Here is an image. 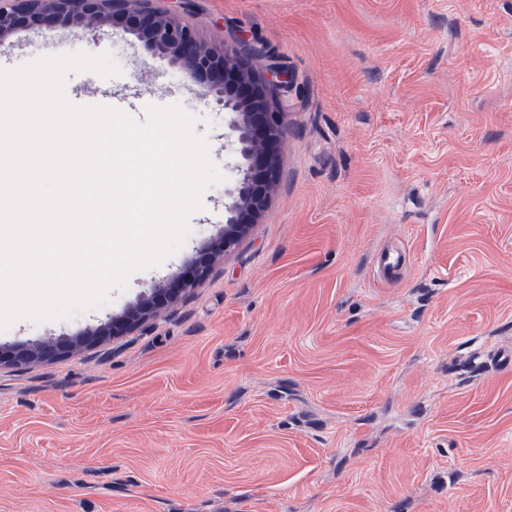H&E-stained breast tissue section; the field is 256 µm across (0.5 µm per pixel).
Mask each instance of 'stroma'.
Masks as SVG:
<instances>
[{
    "mask_svg": "<svg viewBox=\"0 0 512 512\" xmlns=\"http://www.w3.org/2000/svg\"><path fill=\"white\" fill-rule=\"evenodd\" d=\"M194 3L203 42L296 84L267 206L146 324L0 368V512H512V0ZM76 51L121 73L69 74L70 102L182 106L225 180L176 254L7 351L189 274L236 181L227 112L122 29L23 28L0 65Z\"/></svg>",
    "mask_w": 512,
    "mask_h": 512,
    "instance_id": "35a3bbf8",
    "label": "stroma"
}]
</instances>
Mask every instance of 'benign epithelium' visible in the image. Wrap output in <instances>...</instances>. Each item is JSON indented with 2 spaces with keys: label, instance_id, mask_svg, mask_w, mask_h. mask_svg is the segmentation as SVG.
<instances>
[{
  "label": "benign epithelium",
  "instance_id": "benign-epithelium-1",
  "mask_svg": "<svg viewBox=\"0 0 512 512\" xmlns=\"http://www.w3.org/2000/svg\"><path fill=\"white\" fill-rule=\"evenodd\" d=\"M158 0H16L0 5V43L20 28L41 27L57 19L76 32L120 27L135 35L156 56L167 59L205 85V94L221 102L233 115L236 133L239 179L226 211L219 251L229 252L240 243L253 215L265 207L275 179L278 144L284 133V117L275 103L276 92H289L294 82L287 71L270 64L257 71L243 55L248 47L236 38L216 48L201 41L194 27L181 16L156 5ZM216 255L202 258L191 274L158 283L123 317L98 328V335L119 333L144 323L157 312L156 300L169 301L196 287L211 273ZM84 344L81 339L64 343L45 342L12 354L0 352V366H21Z\"/></svg>",
  "mask_w": 512,
  "mask_h": 512
}]
</instances>
